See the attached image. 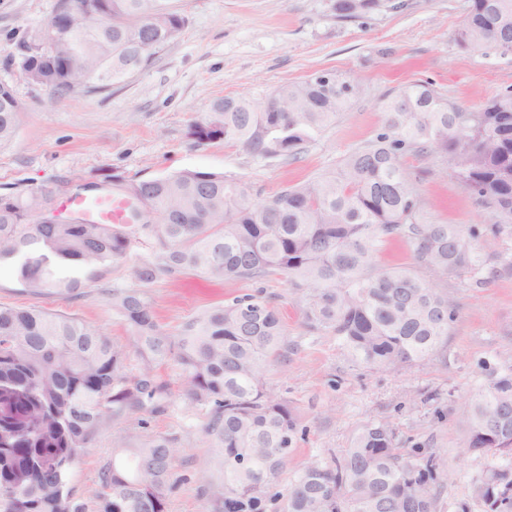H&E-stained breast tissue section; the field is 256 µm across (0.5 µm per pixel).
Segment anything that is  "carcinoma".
Wrapping results in <instances>:
<instances>
[{
	"label": "carcinoma",
	"instance_id": "cac0c4a2",
	"mask_svg": "<svg viewBox=\"0 0 512 512\" xmlns=\"http://www.w3.org/2000/svg\"><path fill=\"white\" fill-rule=\"evenodd\" d=\"M56 0L48 23L16 44L25 79L62 95L119 83L180 39L186 15L169 0ZM379 0H335L339 18ZM466 47L512 50V0H471L457 30ZM345 81L309 76L272 90L261 103L226 98L196 122L197 143L237 142L252 156L294 160L312 134L343 111ZM20 103L0 82V147L18 130ZM443 153L461 185L492 210L495 235L512 239V88L475 111L450 106L429 83H413L390 107L384 130L335 170L293 184L258 204L222 174L181 170L149 180L103 175L143 205L141 224H48L46 193L0 194V262L38 295H70L80 278L61 267L95 268L148 245L131 270L133 285L112 287V309L147 362L125 373L126 353L77 317L40 306L0 305V512H167L177 484L175 439L129 432L115 438L93 508L76 502L68 474L79 448L111 422L167 410L168 385L148 363L174 360L182 395L208 409L204 433L224 463L213 512H437L443 477L436 455L404 456L393 429L368 423L330 466L311 464L286 491L276 479L288 462L297 422L288 399L264 383L283 336L278 310L260 294L212 305L175 336L155 318L146 287L192 271L211 281L288 277L301 316L328 331L351 359L398 371L430 356L448 337L455 311L448 294L404 266L375 255L402 243L429 276L487 283L474 247L476 229L424 221L418 179L404 157ZM469 446L503 462L476 487L486 512H512V372L491 379L461 413Z\"/></svg>",
	"mask_w": 512,
	"mask_h": 512
}]
</instances>
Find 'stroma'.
<instances>
[{
  "instance_id": "35a3bbf8",
  "label": "stroma",
  "mask_w": 512,
  "mask_h": 512,
  "mask_svg": "<svg viewBox=\"0 0 512 512\" xmlns=\"http://www.w3.org/2000/svg\"><path fill=\"white\" fill-rule=\"evenodd\" d=\"M335 0H171L188 18L181 38L144 68L109 89L61 96L31 85L9 59L17 42L52 17L56 0H0V82L14 90L22 109L15 139L0 147V193L15 186L49 192L66 204L81 185L104 174L145 180L180 170L224 174L243 184L258 202L286 186L337 168L355 148L375 139L387 110L415 82L432 84L450 104L474 110L512 88V56L465 48L457 29L471 0H381L379 8L338 18ZM331 71L355 85L345 111L306 144L296 161L252 157L240 145L195 143L189 127L225 98H260L286 82ZM406 168L419 180L423 218L432 224L478 227L475 246L486 262L488 282L469 286L452 277L438 282L456 312L438 351L399 372L354 364L335 335L310 330L298 293L287 279L214 285L187 272L147 289L157 319L168 332L201 310L248 293H262L283 318L286 346L270 359L268 389L288 399L298 432L278 485L309 464L327 465L341 456L359 430L384 422L396 434L400 453L437 455L451 473L436 488L437 512H485L475 489L499 456L471 451L460 422L489 379L512 370V240L493 235L490 209L467 192L443 161L408 156ZM150 251L133 248L122 261L76 272L84 295L31 293L11 264L0 265V304H36L79 317L115 345L128 348L130 333L113 310L108 288L130 284L132 267ZM169 387V407L146 415V431L175 437L179 481L168 494V512H208L224 481L219 459L204 434L206 408L181 396V371L172 361L150 365ZM135 420L92 436L72 468L75 500L92 504L102 470L112 460V434Z\"/></svg>"
}]
</instances>
